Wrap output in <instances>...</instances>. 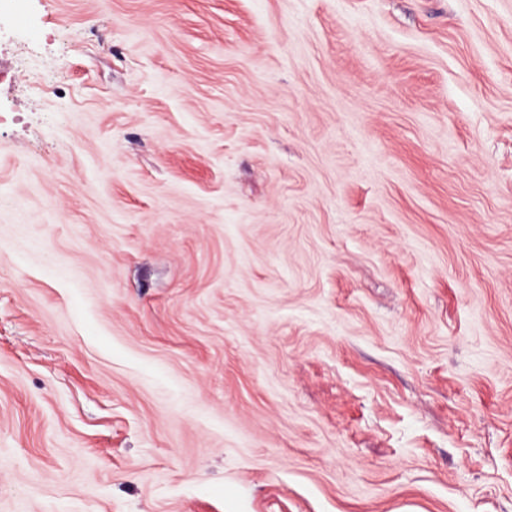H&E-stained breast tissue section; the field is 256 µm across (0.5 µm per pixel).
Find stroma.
<instances>
[{"instance_id":"35a3bbf8","label":"stroma","mask_w":512,"mask_h":512,"mask_svg":"<svg viewBox=\"0 0 512 512\" xmlns=\"http://www.w3.org/2000/svg\"><path fill=\"white\" fill-rule=\"evenodd\" d=\"M0 512H512V0L0 16Z\"/></svg>"}]
</instances>
